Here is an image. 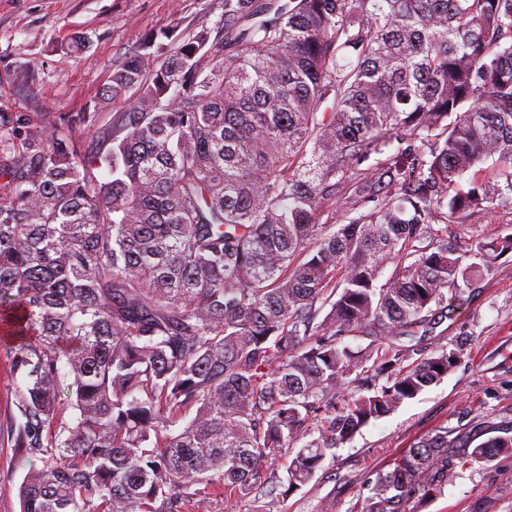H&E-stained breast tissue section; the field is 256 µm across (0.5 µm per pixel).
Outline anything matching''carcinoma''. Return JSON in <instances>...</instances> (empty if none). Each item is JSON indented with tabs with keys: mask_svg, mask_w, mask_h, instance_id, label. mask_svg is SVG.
Listing matches in <instances>:
<instances>
[{
	"mask_svg": "<svg viewBox=\"0 0 512 512\" xmlns=\"http://www.w3.org/2000/svg\"><path fill=\"white\" fill-rule=\"evenodd\" d=\"M164 37L160 68L152 37L112 69L123 106L90 158L0 113L21 512H208L218 490L271 512L448 375L459 352L402 339L512 253V232L458 230L512 210V0H224ZM509 450L431 432L364 512Z\"/></svg>",
	"mask_w": 512,
	"mask_h": 512,
	"instance_id": "cac0c4a2",
	"label": "carcinoma"
}]
</instances>
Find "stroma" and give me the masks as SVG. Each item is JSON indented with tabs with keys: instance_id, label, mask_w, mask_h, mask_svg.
I'll return each mask as SVG.
<instances>
[{
	"instance_id": "35a3bbf8",
	"label": "stroma",
	"mask_w": 512,
	"mask_h": 512,
	"mask_svg": "<svg viewBox=\"0 0 512 512\" xmlns=\"http://www.w3.org/2000/svg\"><path fill=\"white\" fill-rule=\"evenodd\" d=\"M223 11V0H0V112L41 117L95 152L97 131L116 110L100 97L113 67L148 37L215 25ZM80 36L86 48L70 52ZM86 112L97 113L95 126L78 123ZM440 347L461 352L448 376L363 427L276 512H362L369 481L427 433L445 427L482 441L512 428V253L464 289L454 318L419 344L418 355ZM26 472L0 434V512H20ZM406 512H512V453L454 463L441 492L411 501Z\"/></svg>"
}]
</instances>
